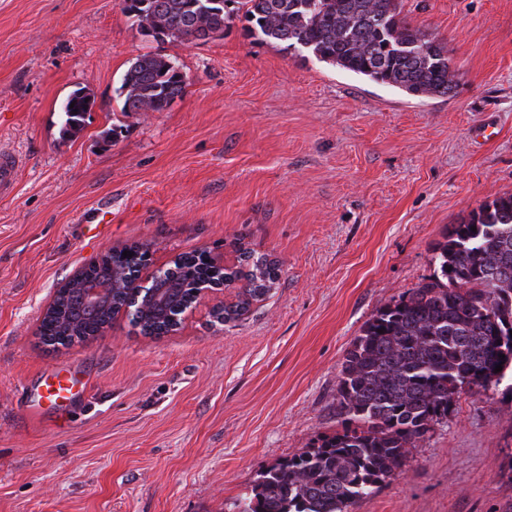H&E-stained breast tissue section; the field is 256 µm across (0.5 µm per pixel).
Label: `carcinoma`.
<instances>
[{
  "instance_id": "1",
  "label": "carcinoma",
  "mask_w": 512,
  "mask_h": 512,
  "mask_svg": "<svg viewBox=\"0 0 512 512\" xmlns=\"http://www.w3.org/2000/svg\"><path fill=\"white\" fill-rule=\"evenodd\" d=\"M120 6L157 42L215 37L240 12L248 37L305 50L411 96H444L456 86L446 46L413 25L398 0H120ZM185 93L174 60L143 54L123 76L122 111L163 112ZM94 105L90 91L73 90L61 104L62 137L80 132ZM432 251L433 277L378 309L350 343L336 387L343 429L261 471L229 512H350L396 476L410 447L448 416L461 394L503 378L512 366V194L448 227ZM236 253L230 266L212 263L204 252L180 254L139 292L135 282L147 252H112L59 289L42 318L41 342L57 348L88 340L123 310L141 334L161 336L179 328L200 288L241 282L237 302L213 310L216 321H234L279 281L275 261L241 244ZM87 283L110 284L112 304L83 302Z\"/></svg>"
}]
</instances>
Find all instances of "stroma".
<instances>
[{
    "mask_svg": "<svg viewBox=\"0 0 512 512\" xmlns=\"http://www.w3.org/2000/svg\"><path fill=\"white\" fill-rule=\"evenodd\" d=\"M443 38L457 85L413 97L244 35L156 42L119 0H0V512H228L257 473L342 428L336 384L377 309L428 281L446 227L512 194V0H401ZM176 59L164 112L122 110L130 62ZM95 105L60 135L62 101ZM117 135L106 138L105 133ZM278 261L277 288L239 319L204 292L179 329L127 314L50 351L43 313L73 273L141 245L150 281L177 255ZM57 367L73 408L28 386ZM352 512H512V371L461 395L400 475ZM88 99V102H85ZM72 102H75L73 108H70ZM95 105V98L93 94L85 88H77L73 90L62 102L61 112L65 119L61 128L62 137H72L80 132L83 128L85 116L91 112ZM73 110L77 114H73ZM19 161L9 152H0V195L9 194L17 181Z\"/></svg>",
    "mask_w": 512,
    "mask_h": 512,
    "instance_id": "35a3bbf8",
    "label": "stroma"
}]
</instances>
